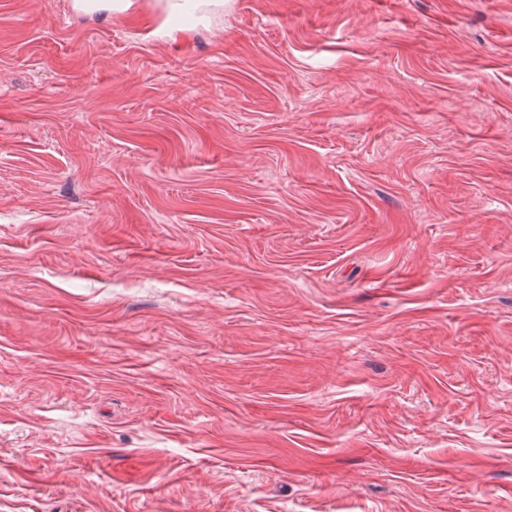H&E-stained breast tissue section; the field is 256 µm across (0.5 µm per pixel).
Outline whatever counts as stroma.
I'll list each match as a JSON object with an SVG mask.
<instances>
[{
    "label": "stroma",
    "instance_id": "obj_1",
    "mask_svg": "<svg viewBox=\"0 0 512 512\" xmlns=\"http://www.w3.org/2000/svg\"><path fill=\"white\" fill-rule=\"evenodd\" d=\"M0 512H512V0H0ZM131 5L130 0H74L73 7L82 13H94L101 10L122 11ZM169 17L195 16L224 8L223 0H158Z\"/></svg>",
    "mask_w": 512,
    "mask_h": 512
}]
</instances>
